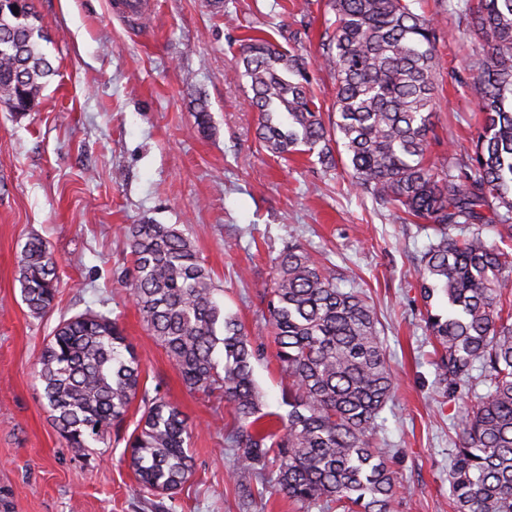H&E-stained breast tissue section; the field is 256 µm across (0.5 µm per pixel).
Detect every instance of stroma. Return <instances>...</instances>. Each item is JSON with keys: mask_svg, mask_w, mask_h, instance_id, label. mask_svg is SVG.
<instances>
[{"mask_svg": "<svg viewBox=\"0 0 512 512\" xmlns=\"http://www.w3.org/2000/svg\"><path fill=\"white\" fill-rule=\"evenodd\" d=\"M57 70L31 111L0 106V512H240L224 442L222 399L189 390L150 336L121 273L124 232L150 219L194 242L248 336L266 344L254 377L270 410L287 413L288 379L270 345L264 294L271 259L298 241L330 258L344 288L374 306L395 380L380 414L381 447L409 491L394 512H448V464L471 396L448 400L418 288L426 231L353 190L347 167L295 154L273 157L257 138L246 82L230 80L241 41L270 34L298 48L330 111L335 80L319 66L329 0H152L137 30L113 0H31ZM436 18L433 102L438 169L466 154L478 131L479 53L467 0H415ZM206 104L207 129L197 126ZM41 236L58 263L50 313L31 317L16 279L20 251ZM92 309L118 318L135 345L147 389L177 404L192 428L194 471L174 498L140 492L123 444L70 448L52 426L36 369L60 319Z\"/></svg>", "mask_w": 512, "mask_h": 512, "instance_id": "35a3bbf8", "label": "stroma"}]
</instances>
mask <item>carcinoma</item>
I'll use <instances>...</instances> for the list:
<instances>
[{
	"label": "carcinoma",
	"instance_id": "carcinoma-1",
	"mask_svg": "<svg viewBox=\"0 0 512 512\" xmlns=\"http://www.w3.org/2000/svg\"><path fill=\"white\" fill-rule=\"evenodd\" d=\"M412 0H331L333 29L321 43L335 78L334 112L310 95L303 56L270 41L243 39L234 77L246 78L260 114L261 146L285 159L297 153L326 168L345 156L352 185L381 205L428 221L419 291L435 339V366L448 398L486 387L461 423L448 467L451 512H512V301L500 277L512 273V0H471L482 41L479 134L472 153L439 173L427 160L433 133L436 24ZM39 17L25 3L0 8V103L16 112L36 105L56 73L41 49ZM342 149L334 151L332 144ZM498 239L489 240L486 229ZM130 295L154 340L184 384L218 394L235 426L228 469L247 495L253 481L305 510L393 512L408 491L379 447L380 413L394 379L363 293L340 288L336 265L301 243L272 259L266 292L275 357L288 375L287 416L264 410L254 378L258 344L215 300L211 272L174 224H131ZM17 280L29 314H48L59 292L56 260L29 238ZM442 290L448 309L430 303ZM52 423L78 452L121 440L141 386L140 362L119 319L87 310L60 321L39 358ZM125 454L144 493L171 496L190 478V428L178 406L143 397Z\"/></svg>",
	"mask_w": 512,
	"mask_h": 512
}]
</instances>
